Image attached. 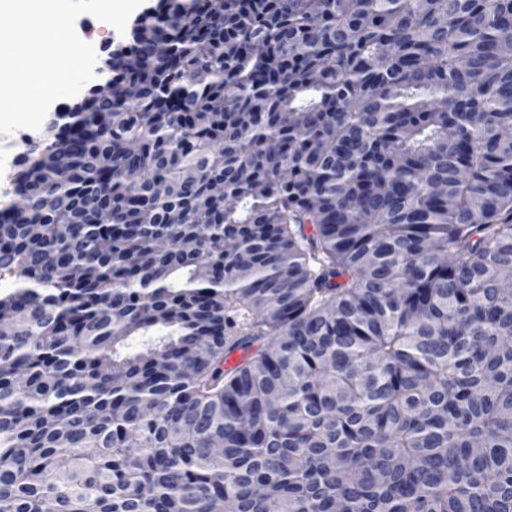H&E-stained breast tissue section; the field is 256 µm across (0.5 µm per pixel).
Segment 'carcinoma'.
I'll return each instance as SVG.
<instances>
[{
	"mask_svg": "<svg viewBox=\"0 0 512 512\" xmlns=\"http://www.w3.org/2000/svg\"><path fill=\"white\" fill-rule=\"evenodd\" d=\"M511 28L155 0L0 201V512H512Z\"/></svg>",
	"mask_w": 512,
	"mask_h": 512,
	"instance_id": "1",
	"label": "carcinoma"
}]
</instances>
